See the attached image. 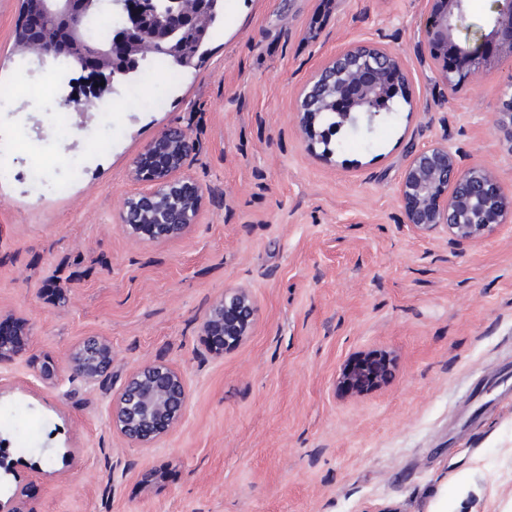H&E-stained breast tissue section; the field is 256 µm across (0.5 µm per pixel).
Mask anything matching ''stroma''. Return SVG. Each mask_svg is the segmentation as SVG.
I'll return each mask as SVG.
<instances>
[{
  "mask_svg": "<svg viewBox=\"0 0 512 512\" xmlns=\"http://www.w3.org/2000/svg\"><path fill=\"white\" fill-rule=\"evenodd\" d=\"M427 0H224L195 68L98 108L88 139L20 66L22 0H0V88L19 91L0 136L16 165L90 156L61 196L0 182V321L20 348L0 361V428L22 460V512H512V397H476L512 368V222L476 242L407 224L397 193L411 150L448 140L461 167L496 170L512 197V153L495 127L512 58L449 99L417 44ZM369 42L396 53L411 103L332 159L298 131L297 93L327 59ZM87 126V127H88ZM187 132V172L205 195L197 224L135 239L118 222L140 191L134 160L162 131ZM257 306L238 347H212L204 312L225 289ZM107 337L112 367L88 383L72 350ZM388 353L391 374L360 394L341 369ZM184 374L185 414L153 447L113 431L129 373ZM52 370L43 378V370Z\"/></svg>",
  "mask_w": 512,
  "mask_h": 512,
  "instance_id": "stroma-1",
  "label": "stroma"
}]
</instances>
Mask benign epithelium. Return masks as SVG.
<instances>
[{"label":"benign epithelium","instance_id":"1","mask_svg":"<svg viewBox=\"0 0 512 512\" xmlns=\"http://www.w3.org/2000/svg\"><path fill=\"white\" fill-rule=\"evenodd\" d=\"M419 51L434 62L438 83L455 97L472 74L500 57H512V0H495V16L487 34L457 40V22L468 0H431ZM110 11L119 18L115 39L93 41L87 31L98 15ZM223 0H141L136 9L128 0H28L26 15L42 31V45L32 44L31 25L15 30V43L23 53L34 52L40 68L60 57L80 71L84 98L74 104L86 114L97 102L134 71L137 59L164 54L182 69L196 66L211 21L220 17ZM411 99L401 59L391 50L358 43L321 64L297 96L299 131L307 146L322 148L328 159L335 154L336 135L346 129L372 126L391 109L393 100ZM497 127L512 153V95H503ZM162 149L163 166L144 170L132 164L131 177L148 188L129 195L120 211L123 231L135 238L142 227L159 228L158 236L175 238L196 223L204 200L192 186L186 162L192 150L188 134L165 130L146 148ZM407 223L422 232L444 227L459 241H478L490 224L512 219V201L504 195L495 170L487 166L463 169L448 142L411 151L398 185ZM257 307L247 288H226L202 318L208 334L224 336L231 347L250 335ZM112 346L103 336L83 341L72 352L69 369L88 383L108 372ZM386 361L356 362L344 367L340 383L364 392L387 380ZM188 401L183 373L175 366L152 362L133 370L112 397V430L138 448H151L182 419ZM9 439L0 435V512H21L26 487L21 485L17 462L11 458Z\"/></svg>","mask_w":512,"mask_h":512}]
</instances>
